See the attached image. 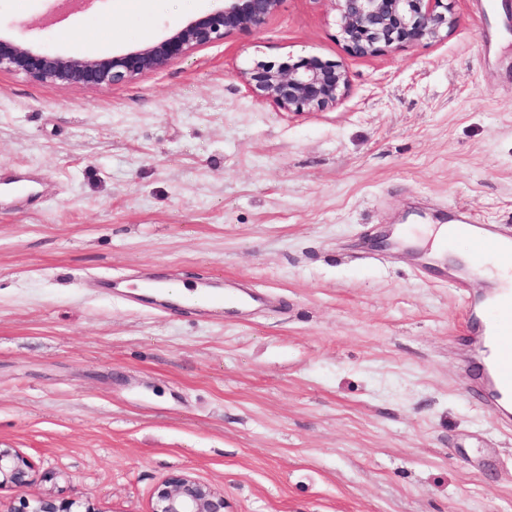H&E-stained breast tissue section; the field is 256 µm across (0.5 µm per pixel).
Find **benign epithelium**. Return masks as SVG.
Instances as JSON below:
<instances>
[{"label":"benign epithelium","instance_id":"obj_1","mask_svg":"<svg viewBox=\"0 0 512 512\" xmlns=\"http://www.w3.org/2000/svg\"><path fill=\"white\" fill-rule=\"evenodd\" d=\"M283 0H224V7L192 19L163 37L119 56L73 58L55 51L51 37L30 46L0 37V72L44 84L107 87L159 70L190 51L221 41L230 31L260 28ZM348 52L375 56L391 48L440 39L459 18L456 0H331ZM249 89L284 112L322 111L344 97L349 77L338 61L305 57L260 64L242 72ZM36 482L32 462L0 445V490ZM224 490L189 473L171 475L154 490L148 512H225ZM17 512H100L90 499H62L47 489L22 500Z\"/></svg>","mask_w":512,"mask_h":512}]
</instances>
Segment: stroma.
I'll return each instance as SVG.
<instances>
[{
    "label": "stroma",
    "mask_w": 512,
    "mask_h": 512,
    "mask_svg": "<svg viewBox=\"0 0 512 512\" xmlns=\"http://www.w3.org/2000/svg\"><path fill=\"white\" fill-rule=\"evenodd\" d=\"M221 6L0 0V36L118 56ZM456 11L371 57L332 0H283L118 86L1 72L0 169L46 198L0 202V444L101 512H148L181 472L227 512H512V427L473 381L489 283L367 243L463 210L512 232V0ZM312 56L348 71L336 107L282 112L240 77ZM137 276L271 303L224 320L100 286Z\"/></svg>",
    "instance_id": "1"
}]
</instances>
